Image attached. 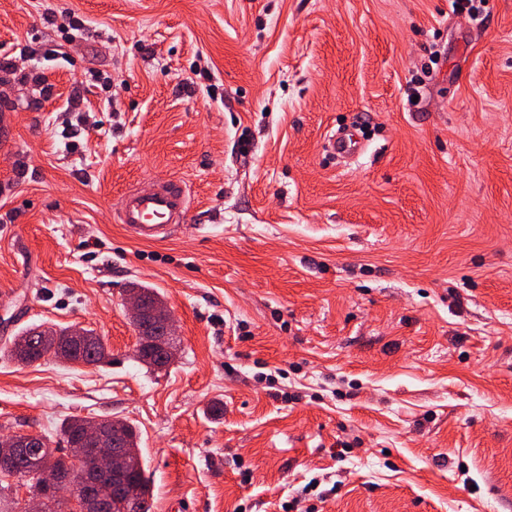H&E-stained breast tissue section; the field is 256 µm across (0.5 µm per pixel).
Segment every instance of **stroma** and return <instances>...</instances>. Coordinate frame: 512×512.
Masks as SVG:
<instances>
[{"label": "stroma", "instance_id": "obj_1", "mask_svg": "<svg viewBox=\"0 0 512 512\" xmlns=\"http://www.w3.org/2000/svg\"><path fill=\"white\" fill-rule=\"evenodd\" d=\"M7 58L0 434L127 421L153 512H512V0H0ZM147 178L190 197L158 243L113 212ZM42 323L107 362L17 364ZM329 148L333 157L348 159L358 156L364 151V145L358 138L356 128L346 126L334 131L328 137ZM154 316L157 321V325L160 326V333L162 340L165 341L163 344L165 357L169 364H171L177 355V346L173 342V336L177 333L176 321L165 305L158 306L154 311ZM84 331L87 336H90V341L82 346H75V356L88 364L101 363L108 356L103 337L97 336L91 329L84 328Z\"/></svg>", "mask_w": 512, "mask_h": 512}]
</instances>
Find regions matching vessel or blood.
<instances>
[{
    "label": "vessel or blood",
    "mask_w": 512,
    "mask_h": 512,
    "mask_svg": "<svg viewBox=\"0 0 512 512\" xmlns=\"http://www.w3.org/2000/svg\"><path fill=\"white\" fill-rule=\"evenodd\" d=\"M328 140L331 154L342 159L360 155L364 150L352 126L339 128ZM189 207L182 184L151 178L121 196L115 205V216L130 238L159 242L185 224Z\"/></svg>",
    "instance_id": "vessel-or-blood-1"
}]
</instances>
